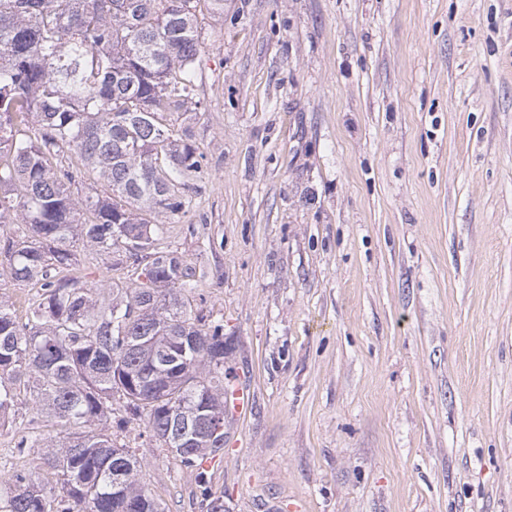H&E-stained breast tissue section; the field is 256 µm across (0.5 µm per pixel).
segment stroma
Returning a JSON list of instances; mask_svg holds the SVG:
<instances>
[{"label": "stroma", "instance_id": "35a3bbf8", "mask_svg": "<svg viewBox=\"0 0 512 512\" xmlns=\"http://www.w3.org/2000/svg\"><path fill=\"white\" fill-rule=\"evenodd\" d=\"M160 217L252 406L226 512H512V0H224ZM78 251L69 276H127ZM165 512L193 470L120 432Z\"/></svg>", "mask_w": 512, "mask_h": 512}]
</instances>
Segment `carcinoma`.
Here are the masks:
<instances>
[{
  "mask_svg": "<svg viewBox=\"0 0 512 512\" xmlns=\"http://www.w3.org/2000/svg\"><path fill=\"white\" fill-rule=\"evenodd\" d=\"M224 0H0V277L39 285L25 320L0 300V426L14 448H43L52 480L17 470L0 512H163L130 450L139 421L181 466L224 450V320L194 310V273L160 243L203 170L188 126L198 105L203 10ZM92 174L109 194L79 195ZM124 252L127 281L61 275L78 248ZM33 401L56 434L16 421ZM206 512L222 497L197 477Z\"/></svg>",
  "mask_w": 512,
  "mask_h": 512,
  "instance_id": "carcinoma-1",
  "label": "carcinoma"
}]
</instances>
